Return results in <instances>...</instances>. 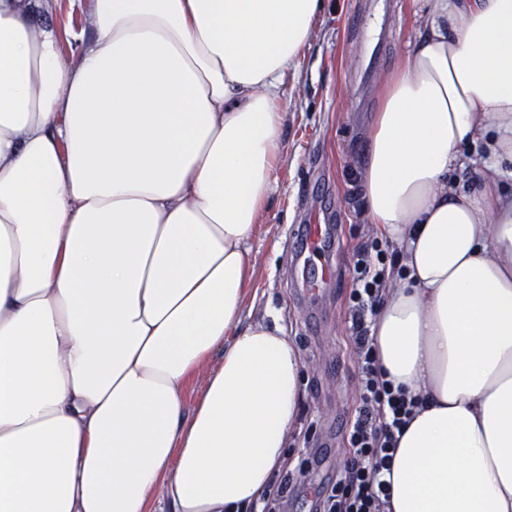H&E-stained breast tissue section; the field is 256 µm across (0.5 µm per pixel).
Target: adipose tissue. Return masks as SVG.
<instances>
[{"instance_id":"adipose-tissue-1","label":"adipose tissue","mask_w":512,"mask_h":512,"mask_svg":"<svg viewBox=\"0 0 512 512\" xmlns=\"http://www.w3.org/2000/svg\"><path fill=\"white\" fill-rule=\"evenodd\" d=\"M55 2L0 0V512H242L299 410L297 347L241 307L324 2L87 0L72 62ZM424 8L360 174L403 267L371 334L427 397L392 512H512V0Z\"/></svg>"}]
</instances>
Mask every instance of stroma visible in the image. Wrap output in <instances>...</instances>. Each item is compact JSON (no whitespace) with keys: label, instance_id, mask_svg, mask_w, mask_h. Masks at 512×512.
<instances>
[{"label":"stroma","instance_id":"1","mask_svg":"<svg viewBox=\"0 0 512 512\" xmlns=\"http://www.w3.org/2000/svg\"><path fill=\"white\" fill-rule=\"evenodd\" d=\"M417 9V0H325L300 64L285 82V156L270 207L261 214L251 242L253 286L244 297L242 320L248 324L276 311L302 358L300 411L286 454L298 462L307 448L328 449L323 465L328 472L345 455L340 426L358 397L346 322L353 250L377 235L362 215L357 177L366 130L379 107L376 87L359 89L366 38L382 30L390 33L379 68L387 73L411 48L422 22ZM55 20L67 56L79 38L92 32L85 0H58ZM315 220L336 227L337 240L329 251L336 276L311 296L291 255L301 225Z\"/></svg>","mask_w":512,"mask_h":512}]
</instances>
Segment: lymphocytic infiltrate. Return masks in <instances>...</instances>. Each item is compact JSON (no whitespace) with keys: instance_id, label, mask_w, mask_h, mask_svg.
I'll return each mask as SVG.
<instances>
[{"instance_id":"f902f5d3","label":"lymphocytic infiltrate","mask_w":512,"mask_h":512,"mask_svg":"<svg viewBox=\"0 0 512 512\" xmlns=\"http://www.w3.org/2000/svg\"><path fill=\"white\" fill-rule=\"evenodd\" d=\"M399 255L394 243L378 240L362 243L354 251L355 276L347 314L360 394L342 428L345 458L316 490L310 512H391V484L386 476L404 429L425 407L422 393L388 379L370 334L388 286L400 272Z\"/></svg>"}]
</instances>
